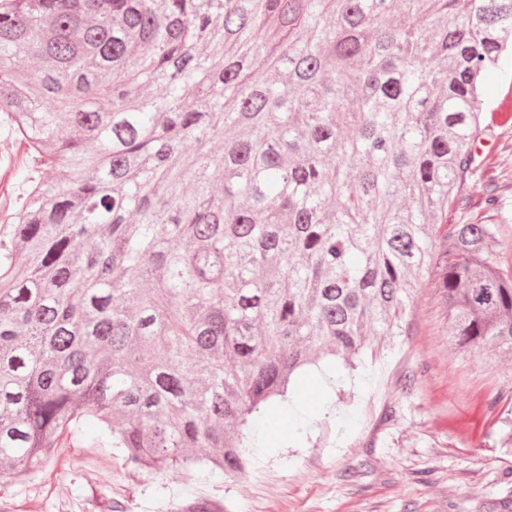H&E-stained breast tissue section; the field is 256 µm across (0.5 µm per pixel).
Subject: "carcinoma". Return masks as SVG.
<instances>
[{
    "mask_svg": "<svg viewBox=\"0 0 512 512\" xmlns=\"http://www.w3.org/2000/svg\"><path fill=\"white\" fill-rule=\"evenodd\" d=\"M509 53L512 0H0V117L28 151L0 469L91 432L135 470L241 476L265 405L398 335L424 269L456 345L512 361L502 225L433 237L470 205ZM512 101V61L510 58L503 64V72H498L487 79L485 105L487 110L496 109L506 93Z\"/></svg>",
    "mask_w": 512,
    "mask_h": 512,
    "instance_id": "1",
    "label": "carcinoma"
}]
</instances>
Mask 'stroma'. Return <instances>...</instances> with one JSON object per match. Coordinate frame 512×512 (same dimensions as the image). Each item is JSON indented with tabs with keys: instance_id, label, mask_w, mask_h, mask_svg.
Masks as SVG:
<instances>
[{
	"instance_id": "stroma-1",
	"label": "stroma",
	"mask_w": 512,
	"mask_h": 512,
	"mask_svg": "<svg viewBox=\"0 0 512 512\" xmlns=\"http://www.w3.org/2000/svg\"><path fill=\"white\" fill-rule=\"evenodd\" d=\"M0 225L26 186V147L0 121ZM485 181L468 177L472 207L450 208L438 225L445 245L453 224L509 219L475 207ZM403 330L367 343L346 369L322 362L274 402L277 424L261 429L244 476L208 470L153 473L127 468L120 452L90 437H63L43 472L0 474V512H166L170 498H216L224 512H512V450L498 445L502 426L489 403H512V361L473 354L451 337L445 306L422 276L401 316Z\"/></svg>"
}]
</instances>
